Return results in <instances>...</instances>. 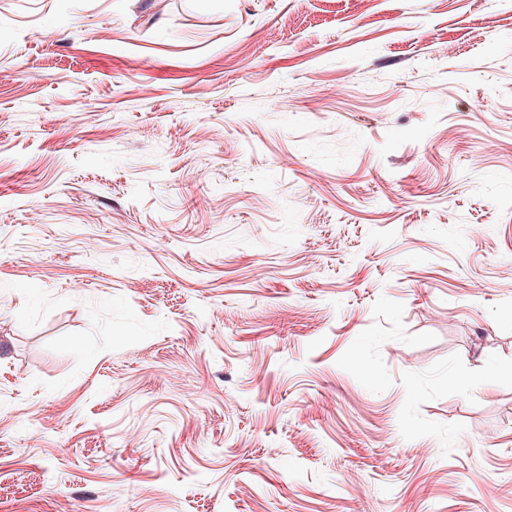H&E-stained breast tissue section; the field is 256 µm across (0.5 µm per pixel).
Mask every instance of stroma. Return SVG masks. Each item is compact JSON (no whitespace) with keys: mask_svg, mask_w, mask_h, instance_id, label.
I'll return each mask as SVG.
<instances>
[{"mask_svg":"<svg viewBox=\"0 0 512 512\" xmlns=\"http://www.w3.org/2000/svg\"><path fill=\"white\" fill-rule=\"evenodd\" d=\"M0 512H512V0H0Z\"/></svg>","mask_w":512,"mask_h":512,"instance_id":"obj_1","label":"stroma"}]
</instances>
